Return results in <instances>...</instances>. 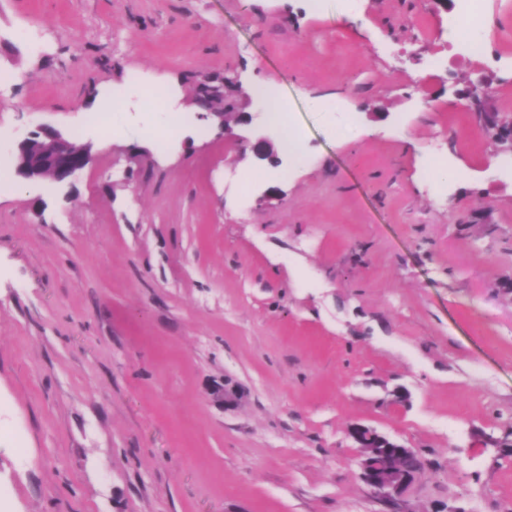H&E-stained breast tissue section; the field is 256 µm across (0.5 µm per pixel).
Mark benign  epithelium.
Masks as SVG:
<instances>
[{
	"label": "benign epithelium",
	"mask_w": 512,
	"mask_h": 512,
	"mask_svg": "<svg viewBox=\"0 0 512 512\" xmlns=\"http://www.w3.org/2000/svg\"><path fill=\"white\" fill-rule=\"evenodd\" d=\"M228 89L237 91L239 85L234 80L229 83L223 80L216 82L205 76L193 83L188 88V94L204 108V111L197 113V117L201 120H218L224 134L236 141L243 151L250 152L256 160H268L273 165L279 164L280 159L274 152L273 143L266 130L256 123L261 113H233L238 125L255 127L251 136L246 137L234 133L226 124L228 113L211 109L210 104L217 97L224 95ZM10 153L14 158L18 175L29 180L50 179L59 184L70 182L91 161L89 147L73 149L69 140L50 126H43L19 136L10 147ZM349 435L365 449L360 462L365 483L395 508V512H406L401 508V495L413 477L399 470L393 463L395 456L405 451V448L375 430L361 425L352 426Z\"/></svg>",
	"instance_id": "obj_1"
}]
</instances>
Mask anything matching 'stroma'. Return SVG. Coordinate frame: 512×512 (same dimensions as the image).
I'll use <instances>...</instances> for the list:
<instances>
[{
	"label": "stroma",
	"instance_id": "stroma-1",
	"mask_svg": "<svg viewBox=\"0 0 512 512\" xmlns=\"http://www.w3.org/2000/svg\"><path fill=\"white\" fill-rule=\"evenodd\" d=\"M460 5L0 0V143L91 148L65 184L0 155V512H390L354 424L422 456L409 512H512V0L485 57ZM199 74L273 83L303 164L198 120ZM480 2V0H462L460 11L448 20V30L456 34L459 44L477 55L486 53L484 43L470 35L483 19Z\"/></svg>",
	"mask_w": 512,
	"mask_h": 512
}]
</instances>
